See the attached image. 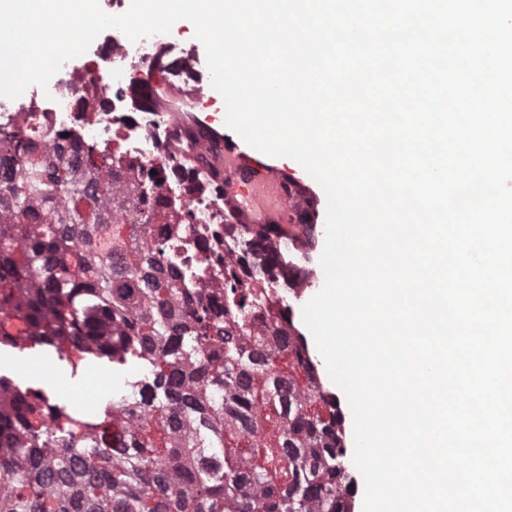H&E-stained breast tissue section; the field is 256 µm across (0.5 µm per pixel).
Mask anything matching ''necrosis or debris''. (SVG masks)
I'll return each instance as SVG.
<instances>
[{
	"label": "necrosis or debris",
	"mask_w": 512,
	"mask_h": 512,
	"mask_svg": "<svg viewBox=\"0 0 512 512\" xmlns=\"http://www.w3.org/2000/svg\"><path fill=\"white\" fill-rule=\"evenodd\" d=\"M93 45L81 58L67 60L47 87L29 86L27 106L16 110L12 99H0V128L36 124L62 133L60 148L90 142L100 152L120 153L127 172L154 171L155 192L124 200V207L133 211L159 203L170 214L189 213L190 225L179 243L178 285L223 295V197L188 164L196 142H183L168 113L155 110L136 92L160 56L172 53L180 62L173 86L195 83L199 74L191 45L162 34L134 42L117 29L98 35Z\"/></svg>",
	"instance_id": "obj_1"
}]
</instances>
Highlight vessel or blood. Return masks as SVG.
Listing matches in <instances>:
<instances>
[{"label": "vessel or blood", "instance_id": "b4317fda", "mask_svg": "<svg viewBox=\"0 0 512 512\" xmlns=\"http://www.w3.org/2000/svg\"><path fill=\"white\" fill-rule=\"evenodd\" d=\"M142 95L157 103L165 95L194 100L202 91L197 87L176 88L156 78L144 83ZM183 126L203 132L204 148L218 153L224 170V207L236 214L239 223L277 224L293 244L307 241L308 230L291 223L289 214L293 203L316 202L310 183L289 176L287 169L259 162L238 142L198 117H190Z\"/></svg>", "mask_w": 512, "mask_h": 512}]
</instances>
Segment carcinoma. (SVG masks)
<instances>
[{
	"mask_svg": "<svg viewBox=\"0 0 512 512\" xmlns=\"http://www.w3.org/2000/svg\"><path fill=\"white\" fill-rule=\"evenodd\" d=\"M38 153L0 130V345L147 363L138 399L80 417L0 375V512H342L344 428L287 310L253 328V280H288L277 224L224 223V302L177 287L180 231L113 203L123 160ZM216 155L191 164L222 188ZM146 172L126 185L153 189ZM290 358L288 370L271 366ZM278 419L271 440L268 411ZM248 448V461L239 449Z\"/></svg>",
	"mask_w": 512,
	"mask_h": 512,
	"instance_id": "1",
	"label": "carcinoma"
}]
</instances>
